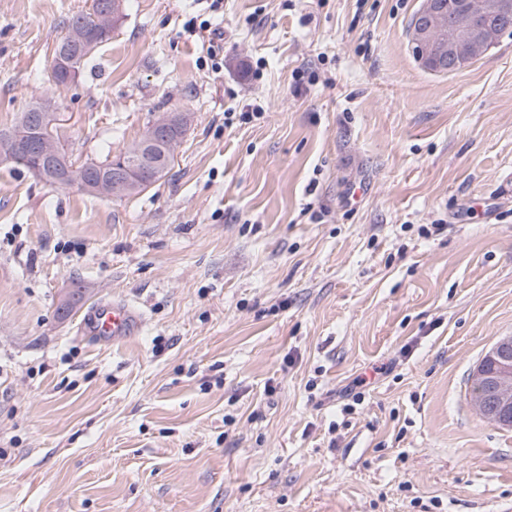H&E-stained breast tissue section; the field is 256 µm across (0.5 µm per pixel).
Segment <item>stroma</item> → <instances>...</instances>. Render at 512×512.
Returning <instances> with one entry per match:
<instances>
[{
	"mask_svg": "<svg viewBox=\"0 0 512 512\" xmlns=\"http://www.w3.org/2000/svg\"><path fill=\"white\" fill-rule=\"evenodd\" d=\"M210 3L127 0L58 86L91 0H0V128L53 99L100 159L190 115L121 199L0 164V512H501L470 386L512 335V36L444 74L420 0ZM112 300L141 333L82 336ZM96 2L97 0H92L91 12H89V9L88 11L76 13L69 18L67 33L60 39L56 46L61 45L67 39L71 30L76 27L88 29L95 39L94 42L92 36L85 30L75 29L70 33V37L65 44L59 46L53 59L56 70L51 69V79L58 86L65 85L66 83L62 80L57 71L65 77L66 82H71L75 78V72L77 74L86 66L94 51L112 37L111 33L98 32V30L108 31L112 29V26L123 12V0H102L99 3L96 17L98 30L93 28ZM94 44L95 48L91 53L79 54L82 51L93 48ZM74 55L76 56L72 63V56ZM71 63L73 68L71 67Z\"/></svg>",
	"mask_w": 512,
	"mask_h": 512,
	"instance_id": "obj_1",
	"label": "stroma"
}]
</instances>
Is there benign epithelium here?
I'll use <instances>...</instances> for the list:
<instances>
[{
    "label": "benign epithelium",
    "instance_id": "1",
    "mask_svg": "<svg viewBox=\"0 0 512 512\" xmlns=\"http://www.w3.org/2000/svg\"><path fill=\"white\" fill-rule=\"evenodd\" d=\"M123 12V0H101L96 22L108 31ZM512 31V0H422L409 27V45L426 69L454 73L484 57L491 46ZM94 46V39L83 29L70 33L57 49L53 64L70 82L75 78L72 56ZM61 113L58 107L40 101L22 121L0 131V163L15 161V150L24 148L35 160L31 173L43 183L66 186L78 179L82 189L103 197H123L142 189L139 174L163 175L180 139L172 131H183L188 124L184 112H163L151 124L149 133L126 150L121 159L105 161L77 158L54 130ZM499 372L485 381V394L474 401L477 412L502 428L512 429V336L501 337L487 352Z\"/></svg>",
    "mask_w": 512,
    "mask_h": 512
}]
</instances>
